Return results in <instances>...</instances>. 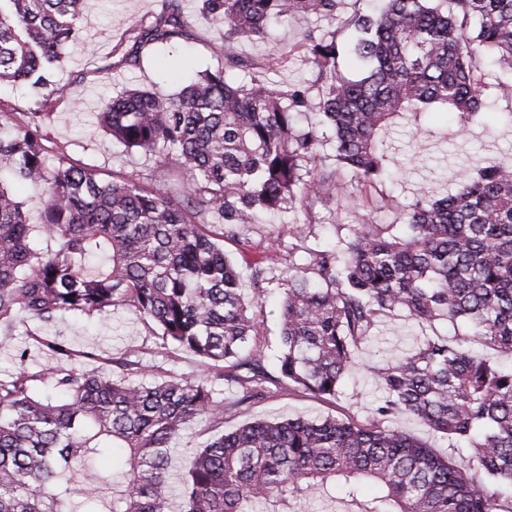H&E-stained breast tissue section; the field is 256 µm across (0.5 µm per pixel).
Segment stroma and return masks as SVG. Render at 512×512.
<instances>
[{"instance_id":"1","label":"stroma","mask_w":512,"mask_h":512,"mask_svg":"<svg viewBox=\"0 0 512 512\" xmlns=\"http://www.w3.org/2000/svg\"><path fill=\"white\" fill-rule=\"evenodd\" d=\"M157 9V0H89L85 17L76 35L63 49V59L56 69L55 79L63 90L56 101L55 114L49 131V148L61 151L71 159L95 165L105 178H123L132 174L149 177L154 162L140 158L112 142L99 127L96 119L101 100L131 87L159 88L172 93L194 79L205 68H213L221 58L214 52L220 35L214 23L196 12H188L187 41L175 47H155L145 56L139 69L121 66L103 73L102 61L115 48H127L125 35L133 21L145 18ZM316 19L296 18L288 25L271 24L267 39L244 40L236 51L248 60L288 53L285 66L264 73L266 82L285 88L310 82L311 66L293 47L304 31L317 27ZM488 109L486 126L472 127L466 138L460 139L446 127V115L433 112L425 121L436 133L424 145H417L412 126L398 121L387 132V140L395 150V172L381 185L390 196L392 206L375 210L365 198V187L353 185L352 199L347 209H320L318 224L312 225L307 239H299L297 226L305 216L302 212L272 215L263 224L242 226L241 234L252 243L249 254H241L233 242H225L224 250L241 272L245 296H259L260 318L264 327L267 358H274L278 343L280 320L279 296L281 282L287 275L288 256H303L306 244L330 241L333 223L399 224L403 211L415 200L417 185H427L433 196L456 193L472 175L480 158L491 156L512 163V126L500 122V115L512 112V94L489 78L484 92ZM266 261V279L254 285L250 264L257 259ZM39 334L65 341L71 348L93 356L92 367L111 371V358L128 351H137L144 365H158L165 373L206 378L207 369L191 354L173 351L161 353L159 340L131 307L118 306L105 316L87 318L66 315L50 325L38 328ZM418 327L405 316L385 319L373 329L372 337L356 354L358 366L350 373L335 402H323L286 388L274 391L257 404L241 406L237 413L224 420L225 430L260 420H276L297 415L306 417L333 415L356 421L367 420L382 401L384 391L370 374L373 362L408 349Z\"/></svg>"}]
</instances>
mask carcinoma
<instances>
[{
  "instance_id": "1",
  "label": "carcinoma",
  "mask_w": 512,
  "mask_h": 512,
  "mask_svg": "<svg viewBox=\"0 0 512 512\" xmlns=\"http://www.w3.org/2000/svg\"><path fill=\"white\" fill-rule=\"evenodd\" d=\"M224 30V63L173 94L127 89L102 104L113 141L155 161L159 177L104 179L45 142L61 88L52 80L86 0H0V85L24 87L32 108L0 112V170L43 186L30 221L0 183V334L16 315L48 324L65 313L103 316L134 308L163 350L183 351L211 379L166 375L117 358L112 376L75 366L67 344L41 341L51 362L0 375V512H296L297 500L341 485L351 500L372 482L378 495L357 512H512V166L485 159L459 192L421 187L394 224L334 225V240L288 259L279 355L268 369L262 321L245 300L223 238L251 248L236 228L267 213L345 207L352 182L374 187L389 171L388 127L440 109L465 131L482 121L491 62L512 71V0H385L371 14L342 15L344 0H196ZM313 16L340 29H308L298 44L315 70L319 125L297 115L310 88H273L258 72L274 62L234 50L267 38L273 19ZM351 31L349 41L339 31ZM122 64L147 46L187 39L184 0H159L128 30ZM363 67L346 77L339 60ZM334 154L320 153L318 126ZM347 229L345 235L339 234ZM404 312L420 330L462 323L455 336L423 335L371 366L386 396L364 423L326 415L257 421L228 433L224 416L289 386L334 401L356 367V350L383 318ZM217 381L243 395L224 402ZM419 420L463 446L456 465L388 420ZM207 418L218 433L192 453L180 486L170 460L183 431ZM127 452L120 480L90 462Z\"/></svg>"
}]
</instances>
